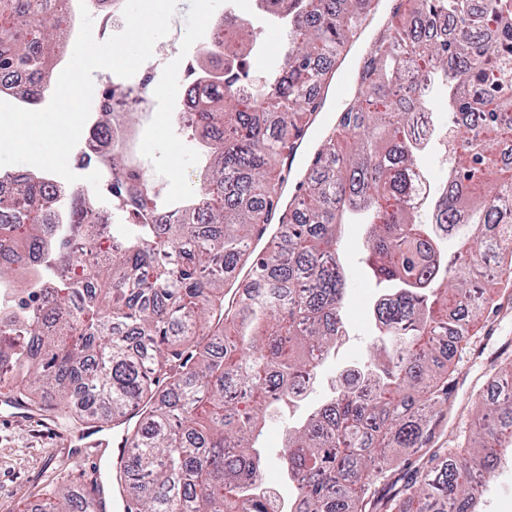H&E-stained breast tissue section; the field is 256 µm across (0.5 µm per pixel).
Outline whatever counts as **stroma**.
<instances>
[{
	"instance_id": "35a3bbf8",
	"label": "stroma",
	"mask_w": 512,
	"mask_h": 512,
	"mask_svg": "<svg viewBox=\"0 0 512 512\" xmlns=\"http://www.w3.org/2000/svg\"><path fill=\"white\" fill-rule=\"evenodd\" d=\"M226 0H179L171 20L169 33L161 38L165 48L163 58H150L155 81L162 87H180L186 82L188 64L199 62L209 38V19L225 15ZM259 50L253 53L251 67L256 74L270 71L285 51V29L267 20L259 23ZM157 120L144 126L143 140L150 152L151 172L166 183L171 196L183 197L194 192V170L201 159L195 143L186 141L173 123L177 110L174 97H161L155 102ZM364 229L352 224L346 229L343 264L350 274L349 301L346 317L351 336L344 347L324 370L334 376L349 365L361 362L367 355L372 315L370 303L376 295L374 284L361 263ZM512 360V303L504 304L497 313L481 321L466 351L457 354L459 370L465 378L453 395L454 408L448 414L443 440L474 428L480 408L476 397L486 390L492 364ZM56 410L45 407L36 419L18 416L14 405L0 402V512H39L61 482L89 489L96 463L77 462L75 455L83 437L89 436L111 443L113 432L108 428L88 424L73 428L70 436L56 430Z\"/></svg>"
}]
</instances>
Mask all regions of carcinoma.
<instances>
[{
	"instance_id": "obj_1",
	"label": "carcinoma",
	"mask_w": 512,
	"mask_h": 512,
	"mask_svg": "<svg viewBox=\"0 0 512 512\" xmlns=\"http://www.w3.org/2000/svg\"><path fill=\"white\" fill-rule=\"evenodd\" d=\"M288 2L286 51L263 86L241 60L248 39L212 49L233 65L203 75L192 128L206 140L200 194L183 221L150 224L167 210L125 153L106 161L112 198L133 230L118 245L88 223L91 201L27 174L0 198V249L15 284L0 307V391L30 405H63L62 417L119 424L128 454V512H270L252 481L269 459L260 438L272 407L294 398L343 344L348 272L345 216L366 218L365 261L381 287L369 364L301 423L287 421L278 464L306 512H475L479 484L462 444L430 448L433 422L452 409L439 337L460 344L484 313L512 300V178L496 177L495 147L512 140V0H401L373 41L352 103L320 140L325 158L299 184L291 214L278 208L283 177L269 167L310 124L320 82L357 40L373 0ZM452 23L448 37L422 35ZM0 74L25 78L23 98L51 89L68 19L48 0H0ZM439 70L456 91L449 108L477 114L454 130L442 188L427 216L404 207L422 148L410 114L429 105ZM496 251L489 293L470 269ZM46 256L65 276L29 287L26 255ZM241 268L252 290L235 292ZM472 442L491 473L512 447V396L483 403ZM417 458L397 461L393 445ZM44 512H90L62 484Z\"/></svg>"
}]
</instances>
